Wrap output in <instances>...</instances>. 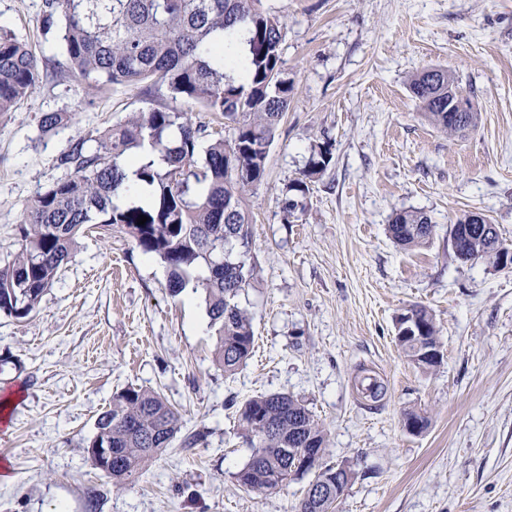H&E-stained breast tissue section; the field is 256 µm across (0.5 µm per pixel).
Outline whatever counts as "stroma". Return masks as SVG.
Listing matches in <instances>:
<instances>
[{"instance_id": "35a3bbf8", "label": "stroma", "mask_w": 512, "mask_h": 512, "mask_svg": "<svg viewBox=\"0 0 512 512\" xmlns=\"http://www.w3.org/2000/svg\"><path fill=\"white\" fill-rule=\"evenodd\" d=\"M41 4L0 0V26L52 64L61 48ZM265 4L285 19L292 92L248 196L258 280L239 303L252 356L225 375L201 298L171 296L164 263L119 229L93 230L34 312L0 314V399L20 394L0 421V512H293L309 477L269 495L235 479L251 455L238 410L273 393L301 400L325 429L324 463L353 471L338 512H512V268L460 261L449 235L466 210L512 243V0ZM428 66L459 76L477 114L467 133L424 117L409 79ZM168 100L45 77L0 116V265L18 248L23 206L68 176L59 158L72 144L93 149L109 126ZM54 111L72 118L42 131ZM324 140L330 165L285 217L288 184ZM409 209L435 226L424 247L388 236ZM415 304L440 330L443 359L429 370L396 341V316ZM365 374L384 382L381 402L358 391ZM129 386L163 393L206 438L168 449L117 493L82 446ZM411 413L426 417L422 432L406 429Z\"/></svg>"}]
</instances>
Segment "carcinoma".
<instances>
[{
    "label": "carcinoma",
    "instance_id": "1",
    "mask_svg": "<svg viewBox=\"0 0 512 512\" xmlns=\"http://www.w3.org/2000/svg\"><path fill=\"white\" fill-rule=\"evenodd\" d=\"M44 32L60 30L65 65L97 91L114 85L165 88L171 99L191 101L224 117L234 136L207 138L192 115L158 105L142 109L98 138L92 151L79 142L60 158L68 177L37 194L22 209L19 249L0 267V313L28 317L53 286L81 237L92 226L117 227L146 255L168 270L173 295L186 288L204 297L216 342L212 362L234 374L250 357L254 332L239 296L252 287L257 267L250 261V213L246 195L260 186L277 128L288 109L291 84L282 59L285 23L262 0H42ZM40 82L37 58L25 41L0 27V115L17 111ZM409 89L436 128L463 131L448 112V94H459V77L427 67ZM70 120L47 112L41 129ZM333 159L325 140L312 148L304 177L314 178ZM308 187H288L285 218L305 209ZM147 221L137 224L139 216ZM387 232L403 248L426 245L435 224L423 211L404 210ZM464 262L495 268L512 264L509 253L481 250L466 238L453 245ZM419 335L440 345L432 313L411 306ZM241 436L260 459L236 474L245 489L267 495L292 478L289 449L325 452L326 433L311 411L291 395L273 393L247 400L239 409ZM181 413L158 391L128 387L112 397L83 452L119 492L177 440L197 448L205 434H182ZM112 448V462L98 449ZM334 466L318 462L313 480L324 481L319 499L304 494L295 512H335Z\"/></svg>",
    "mask_w": 512,
    "mask_h": 512
}]
</instances>
